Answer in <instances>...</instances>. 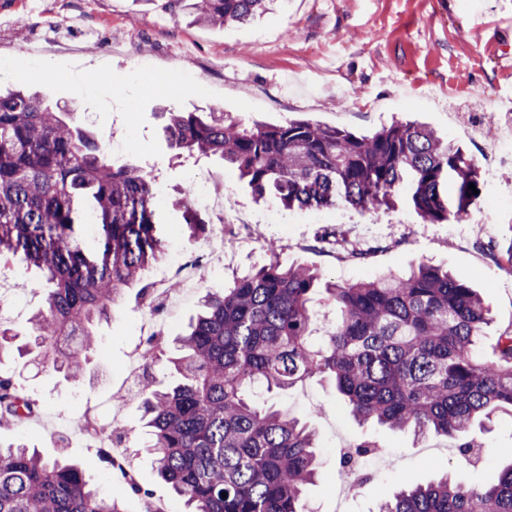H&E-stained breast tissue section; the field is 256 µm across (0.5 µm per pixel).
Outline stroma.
I'll return each instance as SVG.
<instances>
[{
  "instance_id": "35a3bbf8",
  "label": "stroma",
  "mask_w": 512,
  "mask_h": 512,
  "mask_svg": "<svg viewBox=\"0 0 512 512\" xmlns=\"http://www.w3.org/2000/svg\"><path fill=\"white\" fill-rule=\"evenodd\" d=\"M504 46L512 49V0H276L250 23L216 26L166 12L161 0H0V85L36 90L49 104L74 107L73 123L155 176L165 200L186 183L213 180L227 205L250 224L252 248H225L222 258L198 270L194 290L166 263L147 272L154 287L174 288L180 297L174 314L160 318L170 340L196 313L202 292L266 263L265 244L274 239L282 246V264L307 266L336 282L398 273L422 262L448 268L479 288L490 307L480 349L492 357L499 336L512 330V269L502 258L512 245V160L502 153L503 144L512 142V75L500 73L496 60ZM78 59L94 70L96 93L74 92L71 70ZM116 75L124 84L114 92ZM477 95L483 107L473 106ZM163 106L217 108L268 125L311 119L357 134L397 118L418 119L477 160L481 195L473 220L425 223L403 185L390 209H286L283 223H265L274 197L256 200L217 158L176 157L162 132ZM98 331L101 347L78 388L29 359L0 358V378L37 402L26 423H0V444L25 443L69 459L88 468L96 485L120 492L124 482L95 467V451L82 438L60 447L50 434L54 421L101 416L117 417L131 434L141 430L139 400L124 383L130 355L148 339L136 289ZM252 400L314 429L319 477L304 494L308 512L339 506L374 512L388 491L444 472L480 486L497 477L504 464L499 451L512 446V416L501 411L472 429L485 451L476 466L459 459L453 438L434 437L424 445L408 432L358 424L328 377L287 391L257 388ZM363 437L384 444L395 464L371 469L368 484L337 501L349 477L337 464L336 446Z\"/></svg>"
}]
</instances>
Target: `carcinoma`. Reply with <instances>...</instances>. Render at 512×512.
Returning a JSON list of instances; mask_svg holds the SVG:
<instances>
[{"instance_id":"1","label":"carcinoma","mask_w":512,"mask_h":512,"mask_svg":"<svg viewBox=\"0 0 512 512\" xmlns=\"http://www.w3.org/2000/svg\"><path fill=\"white\" fill-rule=\"evenodd\" d=\"M271 0H164L198 23H242ZM67 107L21 90L0 94V258L35 269L43 307L26 330L0 318V357L31 356L44 370L83 384L99 346L96 325L112 320L125 292L164 255L156 222L155 179L134 163L111 161L96 140L67 123ZM164 134L179 154L214 156L238 172L252 193L290 209L342 200L366 210L390 205L400 184L422 221H460L479 195L480 167L459 145L429 126L392 122L368 135L309 119L248 124L219 109H167ZM452 187V196L443 192ZM175 204L191 241L210 233L190 203ZM98 227V247L80 244L85 223ZM279 244L269 260L206 292L202 312L179 339L180 357L149 340V367L167 359L177 380L155 375L139 385L144 447L157 476L188 512H306L303 497L317 476L315 434L296 417L254 405L252 387L286 390L315 377L335 380L351 416L417 438H466L493 410L512 413V331L499 336L495 358L478 346L490 324L471 285L421 264L401 275L357 283L327 281L326 303L339 311L324 334L314 328L318 273L285 267ZM35 400L0 381V413L20 421ZM497 480L466 486L448 475L384 497L377 512H512V448ZM227 498H222V493ZM123 495L97 490L80 467L38 449L0 447V512H125Z\"/></svg>"}]
</instances>
